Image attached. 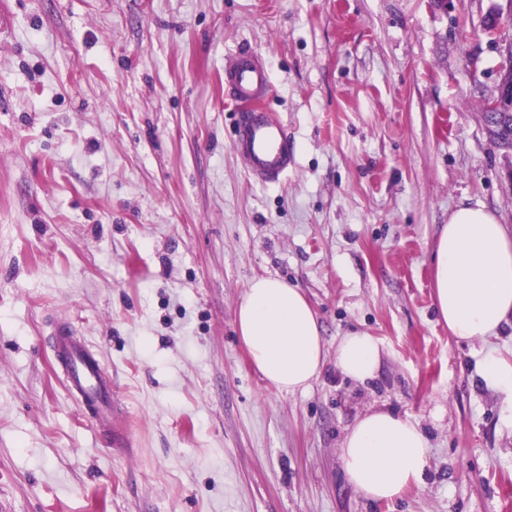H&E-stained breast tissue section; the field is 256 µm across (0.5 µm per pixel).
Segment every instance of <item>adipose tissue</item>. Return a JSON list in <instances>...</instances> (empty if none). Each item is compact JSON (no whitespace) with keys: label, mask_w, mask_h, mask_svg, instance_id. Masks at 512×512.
I'll use <instances>...</instances> for the list:
<instances>
[{"label":"adipose tissue","mask_w":512,"mask_h":512,"mask_svg":"<svg viewBox=\"0 0 512 512\" xmlns=\"http://www.w3.org/2000/svg\"><path fill=\"white\" fill-rule=\"evenodd\" d=\"M435 304L449 334L471 343L493 337L512 320V228L482 205H462L448 216L436 243ZM237 331L252 366L277 390L306 391L334 361L356 384L375 380L379 343L364 332L341 336L326 355L318 319L298 288L259 277L236 312ZM485 384L512 411V359L488 352L480 364ZM349 484L376 501H390L421 484L429 464V440L420 424L385 408L359 417L339 448Z\"/></svg>","instance_id":"obj_1"}]
</instances>
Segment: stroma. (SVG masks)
Wrapping results in <instances>:
<instances>
[{"label":"stroma","instance_id":"35a3bbf8","mask_svg":"<svg viewBox=\"0 0 512 512\" xmlns=\"http://www.w3.org/2000/svg\"><path fill=\"white\" fill-rule=\"evenodd\" d=\"M507 0H0V512H506L512 414L435 307L441 224L512 180L481 39ZM257 51L295 144L280 184L232 146L224 63ZM299 288L327 351L384 350L359 385L327 361L278 392L236 331L250 282ZM98 349L125 443L68 395L57 322ZM388 405L430 444L423 485L347 481L348 426Z\"/></svg>","mask_w":512,"mask_h":512}]
</instances>
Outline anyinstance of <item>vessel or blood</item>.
Instances as JSON below:
<instances>
[{"instance_id": "b4317fda", "label": "vessel or blood", "mask_w": 512, "mask_h": 512, "mask_svg": "<svg viewBox=\"0 0 512 512\" xmlns=\"http://www.w3.org/2000/svg\"><path fill=\"white\" fill-rule=\"evenodd\" d=\"M224 91L236 111L233 148L247 175L260 184L287 178L295 162L294 144L284 123L269 112L270 73L257 54L242 49L224 64ZM55 357L73 401L91 417L100 433L124 438L116 419L111 387L103 373V360L87 341L59 330Z\"/></svg>"}]
</instances>
